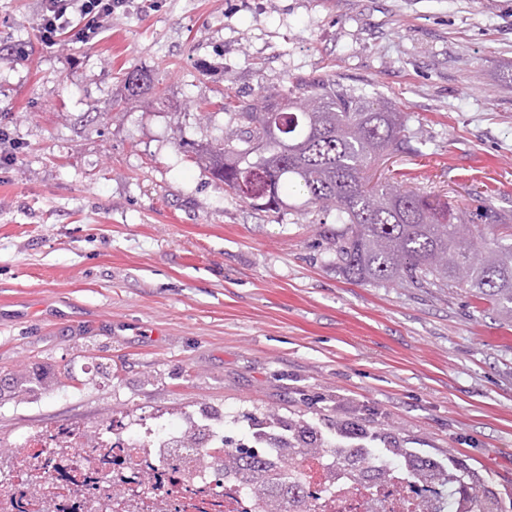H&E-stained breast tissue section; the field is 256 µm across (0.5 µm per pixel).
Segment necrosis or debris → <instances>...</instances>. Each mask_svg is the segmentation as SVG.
<instances>
[{
    "instance_id": "4bbe7bcc",
    "label": "necrosis or debris",
    "mask_w": 512,
    "mask_h": 512,
    "mask_svg": "<svg viewBox=\"0 0 512 512\" xmlns=\"http://www.w3.org/2000/svg\"><path fill=\"white\" fill-rule=\"evenodd\" d=\"M194 423L211 466H198L177 445L180 423L167 414L30 432L13 444L0 512H257L253 492L224 475L223 425L202 417ZM330 464L327 457L302 461L288 501L312 500L316 512H448L446 489L423 487L396 470L381 477L367 464L326 485ZM109 478L124 494H110Z\"/></svg>"
}]
</instances>
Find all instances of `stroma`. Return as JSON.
<instances>
[{
  "label": "stroma",
  "mask_w": 512,
  "mask_h": 512,
  "mask_svg": "<svg viewBox=\"0 0 512 512\" xmlns=\"http://www.w3.org/2000/svg\"><path fill=\"white\" fill-rule=\"evenodd\" d=\"M152 3L49 47L39 0H0V438L273 408L456 457L512 512V317L346 280L335 213L251 208L181 148L329 78L405 116L375 174L512 213V0Z\"/></svg>",
  "instance_id": "1"
}]
</instances>
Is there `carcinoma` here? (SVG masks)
<instances>
[{"mask_svg":"<svg viewBox=\"0 0 512 512\" xmlns=\"http://www.w3.org/2000/svg\"><path fill=\"white\" fill-rule=\"evenodd\" d=\"M244 127L224 132L221 147H191L213 182L257 209L277 210L291 194L301 205L336 212L340 228L331 235L336 265L350 281L399 284L405 288H467L496 311L512 317V225L490 209L481 217L501 237L476 240L471 225L447 200L373 180L369 171L385 153L408 148L401 113L334 80L302 81L261 97L240 112ZM299 443L275 459L297 475L304 457L331 454L336 464L368 462L365 449L308 442L309 428L298 422ZM224 461L249 479L258 512H312L308 504H288L270 490L276 480L268 458L242 446L224 450ZM425 485H461L471 490L470 512H498L497 492L480 485L469 469L441 476L434 461L417 457L406 472Z\"/></svg>","mask_w":512,"mask_h":512,"instance_id":"1","label":"carcinoma"}]
</instances>
